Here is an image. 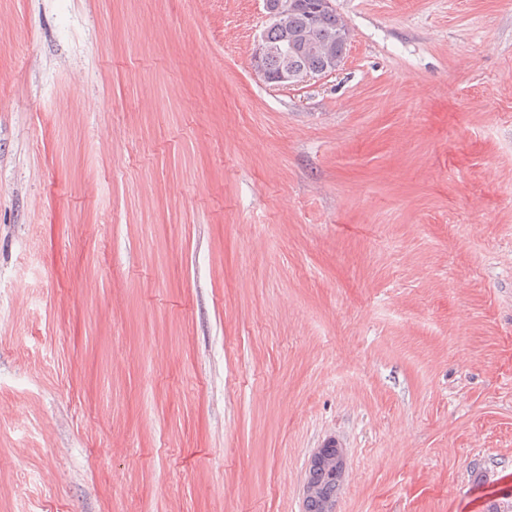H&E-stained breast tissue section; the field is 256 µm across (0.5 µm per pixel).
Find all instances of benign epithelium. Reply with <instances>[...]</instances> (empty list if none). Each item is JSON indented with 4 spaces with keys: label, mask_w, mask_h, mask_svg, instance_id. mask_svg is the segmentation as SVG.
I'll return each instance as SVG.
<instances>
[{
    "label": "benign epithelium",
    "mask_w": 512,
    "mask_h": 512,
    "mask_svg": "<svg viewBox=\"0 0 512 512\" xmlns=\"http://www.w3.org/2000/svg\"><path fill=\"white\" fill-rule=\"evenodd\" d=\"M300 5V0H264V7L271 25L282 29V37L277 46H272L263 35L258 40L252 56L255 74L265 81L283 85H298L314 78V75L310 73L297 72L286 65L280 69L278 76L273 78L264 66L265 61L275 54L285 61L288 60L291 50L294 49V33L288 29V16L294 14ZM319 467L337 469L341 475H346L349 469L346 449L342 448L337 440L330 439L324 447L317 449L311 455L306 468L303 494L308 495L313 491L315 471Z\"/></svg>",
    "instance_id": "1"
}]
</instances>
